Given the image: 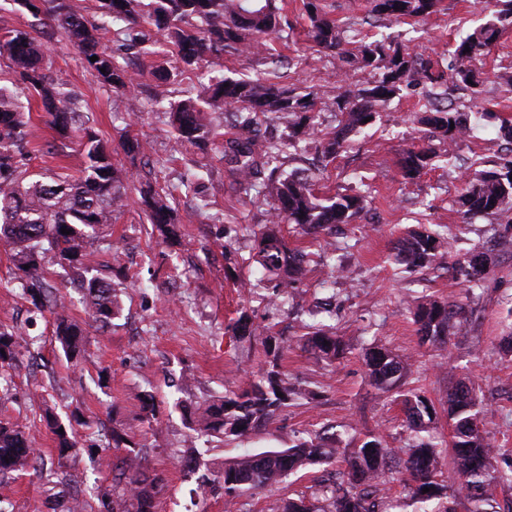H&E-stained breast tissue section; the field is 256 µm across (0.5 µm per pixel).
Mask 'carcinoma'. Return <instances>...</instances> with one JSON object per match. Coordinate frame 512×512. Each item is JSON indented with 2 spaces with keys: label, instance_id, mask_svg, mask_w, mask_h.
<instances>
[{
  "label": "carcinoma",
  "instance_id": "carcinoma-1",
  "mask_svg": "<svg viewBox=\"0 0 512 512\" xmlns=\"http://www.w3.org/2000/svg\"><path fill=\"white\" fill-rule=\"evenodd\" d=\"M49 16L60 33L76 48L87 68L102 83L126 101L130 124H135L141 103L134 78L123 51L140 56L162 39L175 50L174 65L159 69L167 83L211 65L208 82L194 93L181 91L169 98L162 90L153 97V108L171 125L180 145L207 146L216 142L217 123L233 130L222 143L224 159L238 192L253 202L269 205L267 224L256 238L252 261L276 289H288L306 272L304 254L288 247L279 225L293 224L305 235L318 239L337 224H350L364 210L365 192L338 193L326 199L315 194L314 176L304 170L288 172L284 165L309 143L316 144L322 167L344 152L354 133L375 124L380 112L403 89L420 86L426 101L421 123L425 138H462L470 130L468 112L448 101L457 89L471 91L470 107L492 113L481 97L486 57L503 33L512 28V0H496L491 17L467 34L453 52L450 77L435 70L433 62L410 53L400 44L377 39L352 25L342 29L336 20L319 9L316 0L303 2L309 19L306 36L318 52L341 62L340 69L355 67L378 74L334 95L316 87L303 91L277 82L262 83L242 75L224 74V53L268 58L267 37L290 39L293 27L287 22L286 3L277 0H98L100 24L90 25L75 12L70 0H49ZM441 0H368L367 13L374 19L394 22L419 21L439 11ZM112 30L117 49L101 46V33ZM98 60L92 62L90 57ZM0 58L8 60L18 75L17 91L0 87V239L13 245L12 261L26 277L23 289L40 312L54 315V335L65 356L72 360L81 350L83 330L65 314L59 289L45 278L53 257L67 261L79 287L85 289L86 309L101 328L109 326L119 309L118 284L92 274L94 253L88 239L103 224H111L125 206L126 191L133 174L115 163L100 139L86 126L82 101L53 77L52 60L44 46L25 30H12L0 39ZM34 91L49 123L62 140L78 139L84 157L80 175L33 180L28 171L31 154L28 121L19 98ZM277 122L281 133L266 134V125ZM127 155L147 151L135 135L121 142ZM440 155L427 144L403 151L399 167L403 179L413 181L437 165ZM198 179L185 177L175 188L142 189L150 221L167 239L178 237L175 204L177 195L194 194ZM512 211V149L509 155L491 162V167L469 177L458 197L462 220L474 214L503 217ZM68 233H61V228ZM450 257L448 237L440 232H413L401 238L393 261L407 268L440 265L454 282L472 291L489 272L492 257L471 250ZM464 322L462 311L446 300L429 298L414 313L417 333L436 349H447L451 337ZM309 332L297 344L333 363L344 355V346L333 329L319 322L306 325ZM240 339L256 336L246 310H240L232 325ZM19 333L0 325V378L19 368ZM265 361L246 380L225 392L224 397L199 406L189 414L191 429L198 436H221L234 441L271 427L288 403L307 399L311 393L288 381L282 360L291 344L282 337L263 334L260 338ZM365 365L372 384L381 392L394 391L402 397L407 435L404 444L391 448L375 436L357 438L351 428L346 439L336 434L315 433L289 448L247 454L224 463V470L201 476V485L215 480L224 486L229 504L245 491L271 490L290 475L311 465L345 464L341 478L313 493L326 502L322 512H405V503L392 500L380 507L382 492L397 480L403 482L414 512H456L457 500L470 504L469 512H512V501L500 504L497 489L512 483V458L493 448L475 417L483 414L477 384L461 380L448 393V426L457 484H443L442 460L446 449L432 434L437 418L434 403L415 389H404L407 379L419 373L411 357L373 346L365 352ZM55 436L58 460L49 476L70 484L63 459L76 447L72 424L64 423L50 410L42 415ZM98 461L112 474V489L100 502L106 512H155V499L166 486L163 474L146 473L145 458L136 444L112 432V441L97 448ZM43 472L41 454L31 448L19 423L0 421V474L28 469ZM429 492H423V489ZM273 512H315L307 497L279 499Z\"/></svg>",
  "mask_w": 512,
  "mask_h": 512
}]
</instances>
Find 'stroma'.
<instances>
[{"label": "stroma", "mask_w": 512, "mask_h": 512, "mask_svg": "<svg viewBox=\"0 0 512 512\" xmlns=\"http://www.w3.org/2000/svg\"><path fill=\"white\" fill-rule=\"evenodd\" d=\"M48 7L47 0H41L33 14L13 0H0V36L26 30L45 45L55 77L81 97L89 127L118 163L132 169L136 180L127 191L125 207L116 223L99 229L93 244L99 276H110L121 267L127 280L119 294L120 314L101 329L89 320L83 294L70 286L66 271L57 265L49 268L47 277L64 295L67 314L86 330L84 350L71 364L53 339L52 316L29 315L22 274L12 262L11 248L0 243V324L17 326L25 337L23 365L12 383L15 399L0 402V419L23 424L31 447L50 458L56 454L55 443L39 419L42 405L55 406L61 414L77 412L83 424L77 429V454L68 460L67 470L73 486L88 496H96L106 485L95 448L103 444L105 433L117 429L139 442L149 469L166 476L156 512H225L223 488L204 491L198 485L200 473L220 470L225 461L286 448L302 433L321 428L340 433L353 426L360 435L377 436L393 447L402 445L403 406L395 395L372 385L363 360L366 348L378 344L420 362L423 375L418 386L437 408H445L448 390L459 380L478 383L487 405L481 429L493 447L512 452V349L503 343L504 336L512 335V250L498 253L471 298L445 271L409 270L391 260L395 242L409 230L430 231L439 224L448 228L451 252L493 247L495 220L477 214L462 223L456 199L466 174L484 168L508 148L499 133V119H512V87L499 83L497 76L512 71V29L504 33L485 67V88L496 111L487 116L471 113V134L449 151L453 164L428 171L414 183L402 181L397 160L404 149L420 143L418 87L405 89L374 127L353 136L347 152L329 167H322L314 146L301 152L295 164L318 170L319 195L345 192L352 174L368 184L370 195L359 219L337 225L333 267L309 263L306 276L289 289L283 311L274 315L268 310L272 290L249 263L252 241H240L232 253L224 251L225 225L266 223L265 209L238 196L219 153L176 145L155 113L144 111L137 125L127 126L116 94L85 68L77 50L50 20ZM301 7V0L288 4L294 35L287 42L275 41L277 64L228 53L223 59L225 73L260 80L278 74L290 84L332 89L334 67L307 41ZM492 7L491 0H442L440 12L427 21H379L367 30L426 52L447 72L456 43L487 19ZM29 117L30 171L78 175V145L60 140L40 107H32ZM127 132L148 142L147 155L132 158L123 152L121 141ZM200 164L211 169L200 185L210 211L201 213L193 201L181 200V239L178 245H167L147 217L141 186L148 181L160 187L173 184ZM218 211L224 215L220 224L209 218ZM238 274L249 277V288L234 287ZM329 279L335 282L332 299L321 286ZM426 295L455 299L466 310L461 332L442 354L421 342L416 331L415 307ZM242 306L258 329L293 339L303 334L310 311H319L347 351L330 366L297 346L286 352L282 365L291 381L319 391L320 397L288 406L271 433L229 443L217 437L191 439L183 406L223 395L225 387L239 384L261 359L258 346L232 333ZM186 379L193 387L185 393L179 385ZM146 393L154 397L153 424L144 419ZM334 476V468L308 467L275 491L240 496L239 512H266L273 497L296 494ZM62 490V484L30 473L12 475L0 481V512H51Z\"/></svg>", "instance_id": "stroma-1"}]
</instances>
